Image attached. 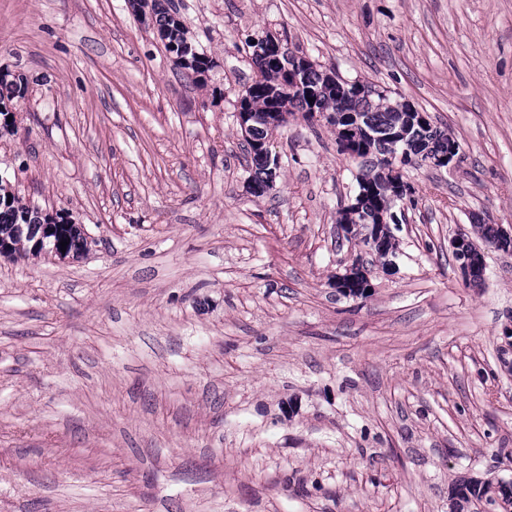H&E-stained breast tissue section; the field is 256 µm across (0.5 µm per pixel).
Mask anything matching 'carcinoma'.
<instances>
[{"mask_svg":"<svg viewBox=\"0 0 512 512\" xmlns=\"http://www.w3.org/2000/svg\"><path fill=\"white\" fill-rule=\"evenodd\" d=\"M130 6L143 24L156 30L165 50L175 57V64L195 74L198 83H205L203 75L210 70V61L197 51L176 12L163 7L161 0H130ZM246 47L254 68L251 83L242 91L255 114L252 126L244 131L246 152L251 160L252 175L248 181L251 194L263 197L273 188L276 168L267 162L259 148L288 122V117L299 114L311 121L319 116L333 127L352 126L351 149L362 159L356 182L364 196L357 199L356 208L341 207L336 212V223L347 233L356 228L364 231V245L383 262L390 261L398 250L391 228L390 203L397 183L403 180L402 169L410 165L425 166L429 157L459 147L458 142L430 119L419 120L416 114L405 111L406 104L372 81L348 80L338 75L333 83L328 70L312 64L298 73L295 82L288 77V69L267 58L262 36L246 41ZM25 89L23 76L0 73V116L5 118L0 132L11 131L13 123L6 121L11 115L10 105L23 97ZM402 132L406 133L405 153L393 140ZM3 182L0 178L1 247L15 254H39L46 249L59 258L87 247L81 225L61 213L52 215L22 204ZM46 224L57 225V232L45 239V245L37 247L34 242ZM63 240L68 242L64 252L60 246ZM339 292L345 297L364 296V278L354 274L341 285ZM471 496H486L492 502L499 498L500 508H512V491L503 483L477 480L460 488L455 512H462L463 503Z\"/></svg>","mask_w":512,"mask_h":512,"instance_id":"obj_1","label":"carcinoma"}]
</instances>
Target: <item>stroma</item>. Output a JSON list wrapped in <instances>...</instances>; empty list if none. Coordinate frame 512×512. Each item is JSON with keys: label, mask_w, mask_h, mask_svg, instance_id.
Instances as JSON below:
<instances>
[{"label": "stroma", "mask_w": 512, "mask_h": 512, "mask_svg": "<svg viewBox=\"0 0 512 512\" xmlns=\"http://www.w3.org/2000/svg\"><path fill=\"white\" fill-rule=\"evenodd\" d=\"M205 85L127 0H0L22 75L0 177L90 242L0 256V512H453L512 480V0H176ZM286 32L448 129L453 167H405L394 271L336 211L357 160L325 121L272 138L252 196L236 102L246 36ZM366 269L368 296L336 276ZM459 501L456 503L455 511L461 512L463 509V502H468L470 494L476 498H482L484 496H488V499L491 502L497 503V500L494 496L496 495L497 499H501L502 503H499V507L508 511V507L512 508V491H508L503 485L502 481L497 482L496 486L490 480L487 481H474L473 483H469L459 490Z\"/></svg>", "instance_id": "1"}]
</instances>
